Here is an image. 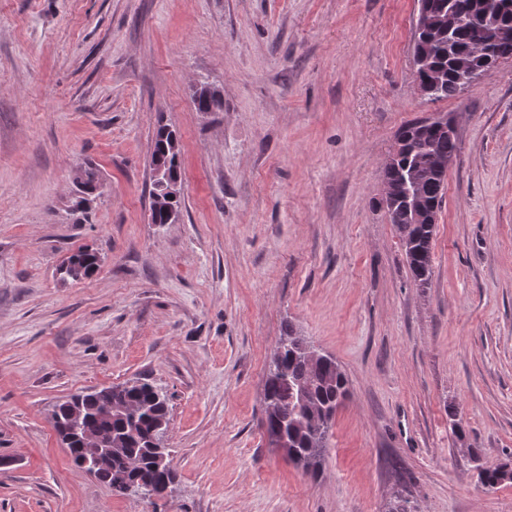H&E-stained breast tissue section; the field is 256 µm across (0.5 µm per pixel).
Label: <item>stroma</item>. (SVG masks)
<instances>
[{"label":"stroma","instance_id":"obj_1","mask_svg":"<svg viewBox=\"0 0 512 512\" xmlns=\"http://www.w3.org/2000/svg\"><path fill=\"white\" fill-rule=\"evenodd\" d=\"M415 0H0V512H512V58L432 101ZM224 96L199 112L200 84ZM458 151L427 287L382 203L405 124ZM182 207L150 221L157 121ZM106 194L72 207L77 168ZM94 275L62 279L78 248ZM349 381L319 473L262 427L284 324ZM139 379L168 398L176 479L120 494L51 422ZM461 419L457 437L453 419ZM168 125L162 124V121L158 123V127L156 129L154 139L152 141V150H151V166L157 157H164L165 160L168 159L170 163V167L172 166H180L179 163V155L168 153V157H165V147L169 146V139L171 137L172 132L167 130Z\"/></svg>","mask_w":512,"mask_h":512}]
</instances>
